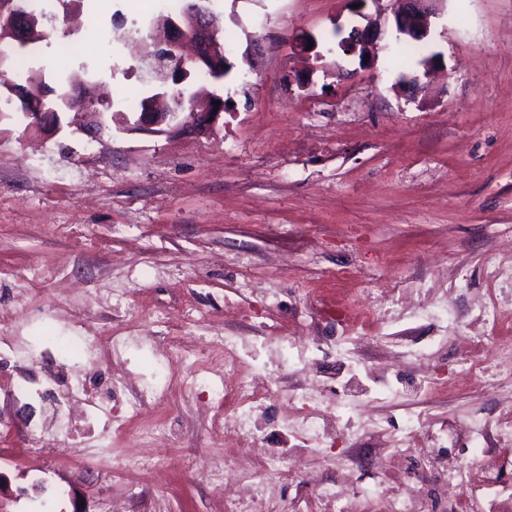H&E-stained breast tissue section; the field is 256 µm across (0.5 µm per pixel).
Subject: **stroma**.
<instances>
[{
    "instance_id": "1",
    "label": "stroma",
    "mask_w": 512,
    "mask_h": 512,
    "mask_svg": "<svg viewBox=\"0 0 512 512\" xmlns=\"http://www.w3.org/2000/svg\"><path fill=\"white\" fill-rule=\"evenodd\" d=\"M209 8L235 64L214 137L115 129L88 150L68 128L39 136L18 118L0 121V421L13 427L0 442L10 482L0 512H224L223 491L206 477L223 460L203 412L208 393L186 386L189 366L163 359L172 324L202 353L238 336L247 374L270 357L265 325L314 336L310 365L288 376L271 416L287 411L289 388L321 380L335 392L343 365L351 395L335 400L340 417L403 422L423 408L435 421L512 420L496 391L459 382L456 330L474 321L477 302L493 299L505 313L498 343L512 347V284L485 273L490 252L512 249V0H443L426 46L444 68L428 77L418 60L393 57V0H368L360 16L350 0H210ZM173 13L171 0H101L91 11L84 0H61L23 61L56 89L88 65L96 81L84 91L129 116L151 89L140 54L156 20ZM366 17L380 26L382 47L363 62L337 51L334 31ZM303 32L315 37L314 52L294 48ZM101 35L104 51L72 54L71 45ZM287 75L311 85L286 91ZM412 75L422 78L413 93L400 82ZM24 268L39 278L17 280ZM389 280L403 283L412 308L429 288L447 303L448 321L391 316L371 327L376 340L355 366L345 350L353 321L366 314L364 291ZM77 317L89 336L135 326L151 339L118 355L99 346L97 363L82 368L95 382L89 397L162 369L178 377L148 410L153 434L134 422L125 442L113 443L116 456L138 451L118 470L94 458L99 420L8 391L15 381L43 389L72 372L55 339ZM13 329L31 357L5 354ZM421 346L430 356L418 365L411 352ZM382 354L392 375L426 377L430 387L368 395L365 365ZM43 432L79 458L39 454L32 440ZM389 441L385 431L357 439L341 431L325 458L360 443L354 475L378 492L399 484L382 469ZM325 458L305 455L296 465L334 478ZM36 483L42 493L32 492Z\"/></svg>"
}]
</instances>
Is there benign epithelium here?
Instances as JSON below:
<instances>
[{"label": "benign epithelium", "instance_id": "1", "mask_svg": "<svg viewBox=\"0 0 512 512\" xmlns=\"http://www.w3.org/2000/svg\"><path fill=\"white\" fill-rule=\"evenodd\" d=\"M205 0H192L190 6L179 17L163 16L156 26L169 32L171 39L142 56L148 81L165 87L169 82L179 81L175 71L169 68V59H179L183 44L192 47L188 61L196 65H218L224 60V51L216 36L215 20ZM437 0H396L394 11L395 29L400 36L414 40L428 37L430 29L427 18ZM0 33L18 42H28L39 35L37 20L25 12L22 0H0ZM380 38V31L366 25L353 27L341 42L346 55L364 57ZM0 99L14 111L27 112L26 130L39 129L56 133L62 128V119L69 118L67 126L86 138V144L102 142L107 129L102 112L89 111V104L78 94L70 91L48 95L31 87L25 88L9 80L0 81ZM220 104H215V101ZM164 97L159 96L147 104L134 123L126 131L153 136L208 138L217 131L224 112L223 98L208 96L207 105L197 109L198 98L185 100L181 112H167L161 107Z\"/></svg>", "mask_w": 512, "mask_h": 512}]
</instances>
